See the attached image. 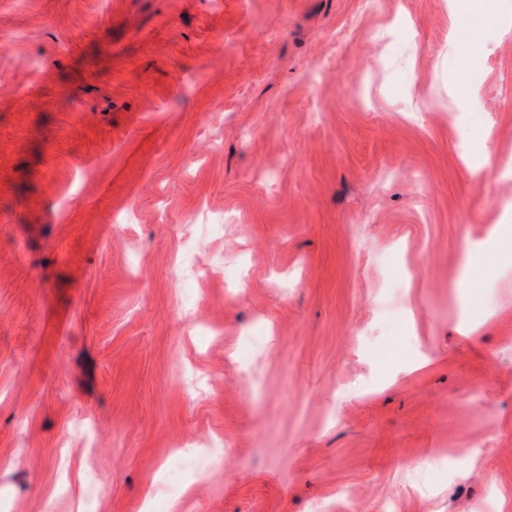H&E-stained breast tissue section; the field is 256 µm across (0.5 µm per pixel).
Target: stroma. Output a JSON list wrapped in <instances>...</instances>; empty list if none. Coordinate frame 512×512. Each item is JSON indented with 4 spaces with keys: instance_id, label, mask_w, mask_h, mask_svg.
<instances>
[{
    "instance_id": "35a3bbf8",
    "label": "stroma",
    "mask_w": 512,
    "mask_h": 512,
    "mask_svg": "<svg viewBox=\"0 0 512 512\" xmlns=\"http://www.w3.org/2000/svg\"><path fill=\"white\" fill-rule=\"evenodd\" d=\"M0 0V512H512V0Z\"/></svg>"
}]
</instances>
